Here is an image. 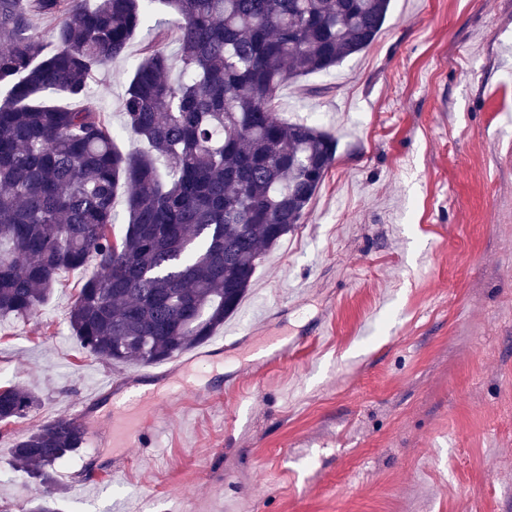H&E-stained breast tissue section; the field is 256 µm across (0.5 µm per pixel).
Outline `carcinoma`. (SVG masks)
Listing matches in <instances>:
<instances>
[{
  "label": "carcinoma",
  "mask_w": 512,
  "mask_h": 512,
  "mask_svg": "<svg viewBox=\"0 0 512 512\" xmlns=\"http://www.w3.org/2000/svg\"><path fill=\"white\" fill-rule=\"evenodd\" d=\"M163 5L122 93L117 149L93 97ZM390 0H0V322L32 318L59 277L95 261L69 315L90 355L156 364L199 346L248 292L264 252L302 223L336 140L276 116L285 82L328 73L367 48ZM52 17L39 30L34 17ZM179 45L170 77L164 43ZM63 97L73 104H61ZM128 224L116 235L118 191ZM38 405L0 387V423ZM65 417L15 438L17 468L40 486L27 512H60L55 464L82 449Z\"/></svg>",
  "instance_id": "cac0c4a2"
}]
</instances>
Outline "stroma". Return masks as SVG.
I'll list each match as a JSON object with an SVG mask.
<instances>
[{
    "label": "stroma",
    "mask_w": 512,
    "mask_h": 512,
    "mask_svg": "<svg viewBox=\"0 0 512 512\" xmlns=\"http://www.w3.org/2000/svg\"><path fill=\"white\" fill-rule=\"evenodd\" d=\"M141 48L94 87L126 153ZM277 114L317 117L336 160L207 344L149 379L90 356L68 322L82 269L0 324V385L41 401L0 426V512L35 491L14 438L92 392L96 452L58 463L62 512H512V0H391ZM133 411L158 431L115 447Z\"/></svg>",
    "instance_id": "35a3bbf8"
}]
</instances>
